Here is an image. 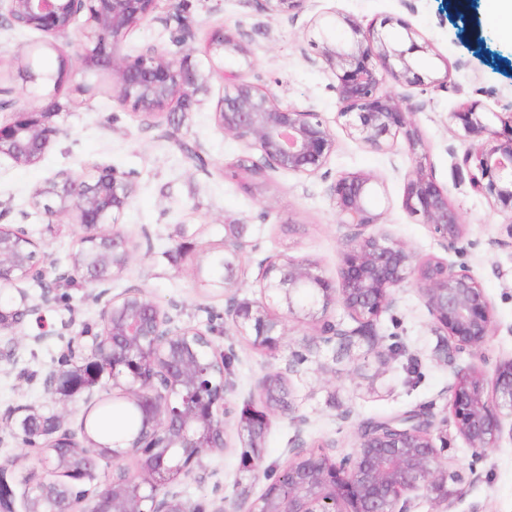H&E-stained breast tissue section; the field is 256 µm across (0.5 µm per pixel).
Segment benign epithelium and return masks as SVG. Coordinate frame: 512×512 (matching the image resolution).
<instances>
[{
    "instance_id": "benign-epithelium-1",
    "label": "benign epithelium",
    "mask_w": 512,
    "mask_h": 512,
    "mask_svg": "<svg viewBox=\"0 0 512 512\" xmlns=\"http://www.w3.org/2000/svg\"><path fill=\"white\" fill-rule=\"evenodd\" d=\"M10 21L18 26L59 38L70 31L81 14L86 16L87 43L82 59L85 69L111 75L113 91L132 112L154 116L189 93L181 65L156 49L133 57L116 58L115 46L131 27L147 20L160 0H4ZM303 0H260V9L285 14ZM470 0H445L481 48L480 29L469 14ZM333 34L322 35L320 57L336 79L350 135L374 149L388 140L403 139L415 166L408 173L403 208L421 218L445 248L454 249L463 238L465 225L449 204L448 196L427 173L418 156L422 147L411 113L403 111L390 95L379 93L391 78L397 82L422 83L415 71L414 55L427 50L406 28L407 38L387 39L374 26L339 15ZM61 61L63 82L74 72L65 46L55 45ZM210 55H248L249 49L234 36L219 31L211 35ZM227 85L216 112L224 133L260 151L246 164L254 178L270 171L315 175L326 166L335 148L329 127L317 112L285 108L269 89L222 74ZM11 90L0 88V111H12L0 123V154L23 164L38 162L58 138L59 129L35 109H17ZM452 116L472 138L462 157L469 169L473 190L493 204L512 211V119L500 131L485 124L477 106L462 108ZM373 177L363 172L341 175L330 187L339 224L347 230L341 254L340 280L321 268L285 257L261 264L263 284L258 300L229 295L236 286L234 271L244 251L242 237L224 239V292L226 313L243 335L259 348L275 349L286 336L283 319L319 324L327 344L347 342L372 328L396 301L395 293L415 283L435 325L446 331L449 347L475 357L492 338L495 321L491 302L478 281L448 261H426L383 231L366 235L363 230L378 223L368 206ZM45 197L44 214L71 217L84 229L81 238L85 258L74 271L89 284H100L121 269L131 257L119 218L134 188L114 169H97L91 175H58L39 187ZM39 244L22 229L0 227V288L15 286L37 276L35 258ZM341 306L356 323L347 329L327 319ZM103 332L92 337L88 349L108 367L112 388L120 391L139 411L141 427L128 437L112 441V460L133 457L138 462L136 479L128 480L122 469L102 482L98 463L81 460L68 470L72 479L87 482L92 496L82 512H198L175 490L177 484L203 467L207 453L226 447L224 435L236 421L239 435L248 434L230 398L235 384L223 366L209 331L186 323L159 305L145 300L139 289H128L112 299L101 312ZM450 414L458 434L479 460L498 447L506 419H512V358L497 363L492 374L472 362L459 369L450 401ZM448 418L414 410L381 426L359 428L358 448L349 458L335 461L316 453L302 434L288 449L284 471L266 483L263 492L228 510L214 512H407L406 495H436L447 503L462 496L460 488L448 487V469L434 434H442ZM67 447L85 448L86 433L76 434L56 422L52 435ZM15 483L0 468V512H14Z\"/></svg>"
}]
</instances>
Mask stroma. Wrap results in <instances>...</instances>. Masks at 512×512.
<instances>
[{
  "instance_id": "obj_1",
  "label": "stroma",
  "mask_w": 512,
  "mask_h": 512,
  "mask_svg": "<svg viewBox=\"0 0 512 512\" xmlns=\"http://www.w3.org/2000/svg\"><path fill=\"white\" fill-rule=\"evenodd\" d=\"M473 11L487 39L481 51L441 0H302L285 15L261 10L257 0H183L178 12L170 0H161L152 17L122 39L117 54L134 56L150 47L166 51L171 37H180L179 58L204 83L188 110L176 112L171 122L145 120L112 94L90 99L67 85L57 94L59 111L48 117L60 135L43 158L22 165L0 155V226L24 228L40 243L43 271L20 288L0 290V302L8 301L10 308H31L21 322L0 326V349L6 352L0 358V415L32 406L78 429L82 405L50 394L44 378L81 364L86 354L82 337L101 333L102 309L130 288L141 289L180 322L213 328L218 349L234 348L233 402L257 394L266 375H285L292 409L274 413L260 442L262 466L282 464L299 435L311 446H329L330 456L339 459L354 454L358 429L367 420L420 407L444 415L455 374L471 357L448 351L446 334L434 324L415 285L402 288L370 332L352 337L345 349L323 343L313 323L292 319L280 347L269 351L244 339L224 313L223 289L196 273L201 250L223 243L225 225L242 224L246 247L236 271L239 299L259 298L258 267L270 256L311 260L338 278L345 230L330 187L346 172L376 178L369 205L382 215L381 230L422 257L465 267L484 289L496 323L480 352L485 369L512 357V212L473 192L467 172L457 166L469 139L451 117L473 103L497 129L501 117L512 112V35L492 14L490 0H473ZM338 13L378 26L391 39L404 37L411 28L431 43L427 52L417 53L415 69L447 78L446 88L389 80L381 91L411 112L425 145L427 170L467 228L456 249H446L428 225L402 206L405 178L413 166L404 141L377 151L350 138L339 121L337 80L312 45L321 26ZM217 29L241 38L249 55L208 57L205 46ZM42 40L41 33L11 25L6 12H0V86L12 89L23 107L33 101L14 75L18 62L33 59L46 67L56 62L54 55H35ZM225 71L271 89L282 106L320 113L336 140L326 167L312 176L272 172L244 186L231 165L247 149L215 122ZM182 141L206 158V167L186 158L178 147ZM97 165L117 169L134 184L120 225L135 253L110 281L69 289L57 276L72 271L83 230L68 219L48 221L33 208L31 195L56 173L83 175ZM181 238L196 243L198 253L171 257L170 249ZM395 341L401 345L397 355L391 352ZM447 434L443 459L463 490L454 512H512V440L502 439L476 463L455 426H448ZM226 439L225 449L208 453L202 470L180 484L200 512L257 497L264 489L263 481L239 464L243 444L236 428H228ZM0 467L20 477L41 471V456L0 425Z\"/></svg>"
}]
</instances>
